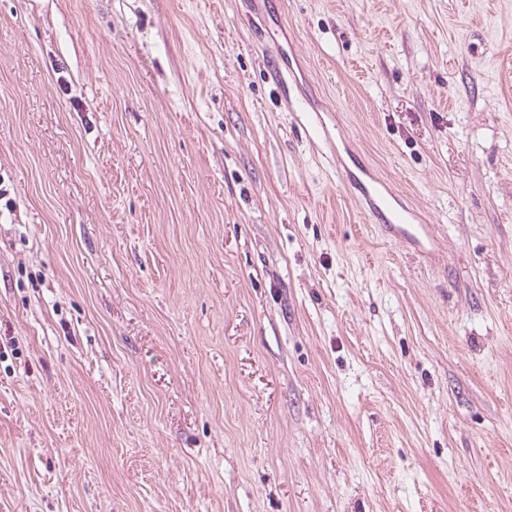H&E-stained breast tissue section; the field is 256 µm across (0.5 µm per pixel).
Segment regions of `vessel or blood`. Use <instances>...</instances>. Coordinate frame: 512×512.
Here are the masks:
<instances>
[{
  "label": "vessel or blood",
  "instance_id": "b4317fda",
  "mask_svg": "<svg viewBox=\"0 0 512 512\" xmlns=\"http://www.w3.org/2000/svg\"><path fill=\"white\" fill-rule=\"evenodd\" d=\"M288 109L299 113L302 125L317 140L327 139V126L310 104L292 102ZM332 163L355 201L374 223L391 229L395 239L410 241L419 247L433 241L432 225L377 174L368 171L364 175H356L346 170L337 156L333 157Z\"/></svg>",
  "mask_w": 512,
  "mask_h": 512
}]
</instances>
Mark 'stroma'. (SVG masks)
Wrapping results in <instances>:
<instances>
[{"mask_svg": "<svg viewBox=\"0 0 512 512\" xmlns=\"http://www.w3.org/2000/svg\"><path fill=\"white\" fill-rule=\"evenodd\" d=\"M0 187V512H512V0H0ZM288 109L290 112H303L300 116V121L306 130L313 137L316 136L318 141H328L327 126L321 116L317 114V112H325L324 109H314L310 104L299 101L294 103L291 99L288 102ZM312 112H314V114ZM331 159L344 185L375 224H383L392 230L395 239L411 241L419 248L424 247L425 242L433 241L432 225L427 224L421 212L409 206L386 181L369 170L362 172L364 178L347 170L337 151Z\"/></svg>", "mask_w": 512, "mask_h": 512, "instance_id": "obj_1", "label": "stroma"}]
</instances>
